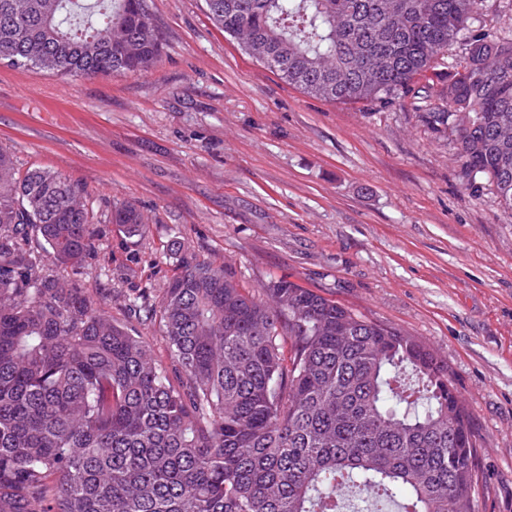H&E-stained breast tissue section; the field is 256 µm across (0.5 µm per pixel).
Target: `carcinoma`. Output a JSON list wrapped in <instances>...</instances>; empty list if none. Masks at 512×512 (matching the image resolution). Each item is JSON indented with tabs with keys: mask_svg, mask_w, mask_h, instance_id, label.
Listing matches in <instances>:
<instances>
[{
	"mask_svg": "<svg viewBox=\"0 0 512 512\" xmlns=\"http://www.w3.org/2000/svg\"><path fill=\"white\" fill-rule=\"evenodd\" d=\"M479 2L205 0L225 34H251L249 56L332 103L408 88L468 32L448 109L424 118L512 209V38L467 31ZM164 46L148 0H0L11 66L115 76ZM83 196L0 149V512H336L346 490L475 512L481 448L429 345L288 280L242 288L180 245L159 299L128 308L159 324L173 381L98 292L43 273L92 256ZM111 221L145 224L129 202Z\"/></svg>",
	"mask_w": 512,
	"mask_h": 512,
	"instance_id": "obj_1",
	"label": "carcinoma"
}]
</instances>
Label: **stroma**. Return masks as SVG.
<instances>
[{"label": "stroma", "mask_w": 512, "mask_h": 512, "mask_svg": "<svg viewBox=\"0 0 512 512\" xmlns=\"http://www.w3.org/2000/svg\"><path fill=\"white\" fill-rule=\"evenodd\" d=\"M150 5L166 38L150 71L0 63V147L86 186L103 229L60 274L125 322L129 299L165 288L179 241L240 287L285 279L422 340L483 450L476 512H512V210L488 179L467 186L455 133L423 119L445 109L466 38L409 92L329 103L242 51L203 0ZM127 201L142 234L107 221Z\"/></svg>", "instance_id": "stroma-1"}]
</instances>
